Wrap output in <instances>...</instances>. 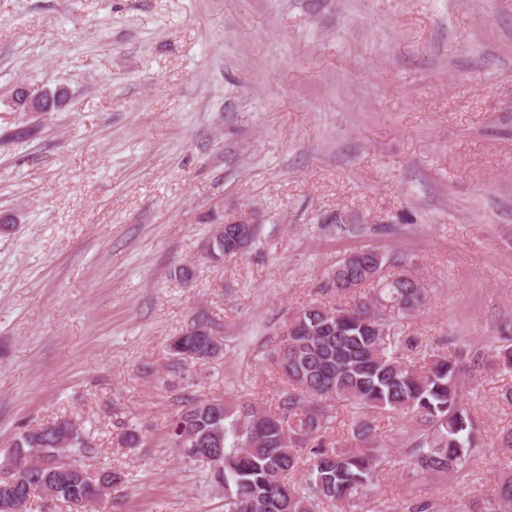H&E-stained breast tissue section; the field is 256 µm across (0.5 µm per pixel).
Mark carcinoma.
Here are the masks:
<instances>
[{
	"instance_id": "obj_1",
	"label": "carcinoma",
	"mask_w": 512,
	"mask_h": 512,
	"mask_svg": "<svg viewBox=\"0 0 512 512\" xmlns=\"http://www.w3.org/2000/svg\"><path fill=\"white\" fill-rule=\"evenodd\" d=\"M257 232L254 224H226L212 240L208 256L221 261L239 253ZM354 294L344 305L312 301L288 318L272 362L288 383L275 409L249 401L185 398L171 417L167 439L180 455L204 467V483L224 487L226 512H316L331 503L349 512L367 495L386 448L373 416L395 414L412 421L406 444V473L454 475L469 470L479 453L480 426L466 402L465 372L491 365L512 372V339L486 352L430 353L398 320L423 308L430 289L417 263L402 254L362 249L336 262L322 286ZM211 326L197 323L174 337L169 354L185 362L207 359ZM349 403L361 418L351 427L354 443L337 448L328 441L333 405ZM120 444H144L142 430L127 425ZM91 432L60 417L26 430L11 445L17 457L36 454L28 472V498L54 485V498L68 505L97 503L93 485L124 484L121 472L92 478L82 458L93 448ZM306 469L305 483L289 475ZM512 478L502 480L472 502L470 512H507ZM433 498L400 503L383 500L374 512H444Z\"/></svg>"
}]
</instances>
